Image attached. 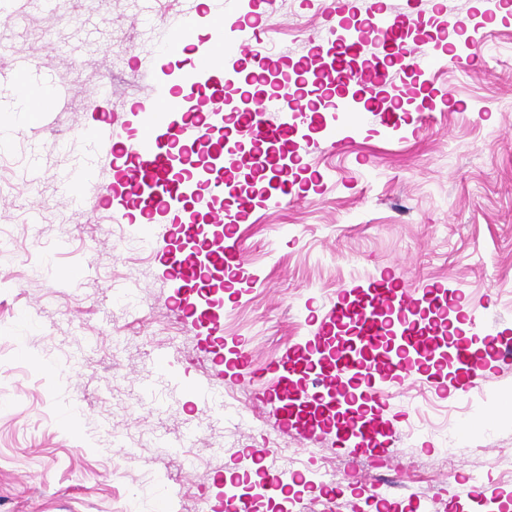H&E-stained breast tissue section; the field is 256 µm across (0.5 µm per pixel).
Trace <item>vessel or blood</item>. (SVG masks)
<instances>
[{"label": "vessel or blood", "instance_id": "1", "mask_svg": "<svg viewBox=\"0 0 512 512\" xmlns=\"http://www.w3.org/2000/svg\"><path fill=\"white\" fill-rule=\"evenodd\" d=\"M347 11V0H329L326 32L313 37L311 59L295 64L302 85L316 90L327 83L361 86L386 80L392 65L423 64V57L406 41L408 28L422 26L421 17H395L381 0H372L353 24L346 20ZM200 24L209 25L215 35L203 49L194 43ZM228 31L234 34L238 54L250 65L253 80L279 87L278 95L255 99L244 109L237 105V87L224 66ZM263 32L254 16H229L223 0H206L183 23L166 30L162 57L191 54V70L168 83L151 85L133 107V117L147 121L146 133L128 142L126 124L109 118L85 133L100 164L109 166L128 157L122 206L145 217L139 227L141 244L157 254L166 276L177 283L181 302L210 295L214 271L231 280L237 276L239 252L222 207L225 165L262 164L278 157L277 175L285 188L304 159L306 141L296 127L307 115L295 98L282 94L288 75L261 51ZM372 41L380 42L385 54L364 59ZM358 56L364 59L362 67H351L350 58ZM191 202L207 210L212 231L194 223L180 224L169 235L155 231L154 220L185 212ZM461 311V297H449L442 286L410 288L395 274L372 275L339 289L321 318L317 336L289 346L263 372L251 370L238 341L226 366L240 383L260 387L264 400L273 406L278 427L291 424L295 404L317 405L326 415L341 419L336 431L339 446L369 439L373 455L381 456L392 436L367 412L369 403L389 396L390 382H421L425 367L439 358L466 376L458 392L467 398L485 379L483 368L473 360L475 346H485L497 361L512 362V352L489 333L441 339L449 314ZM453 493L459 500L498 498L493 485L466 480L456 481Z\"/></svg>", "mask_w": 512, "mask_h": 512}]
</instances>
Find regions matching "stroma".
<instances>
[{"mask_svg": "<svg viewBox=\"0 0 512 512\" xmlns=\"http://www.w3.org/2000/svg\"><path fill=\"white\" fill-rule=\"evenodd\" d=\"M394 15L422 17L428 30L448 19L477 41L468 71L440 63L393 67L371 84L368 110L324 112L307 129L310 144L297 182L298 201L278 204L230 166L227 188L245 186L252 206L235 222L244 281L224 301V336H206L174 319L176 286L155 256L125 251L130 221L100 204L98 189L119 182L98 172L78 198L63 190L71 158L61 150L111 109L120 122L149 89L160 41L145 25L177 24L182 0H8L0 45L32 62L55 90L48 126L31 129L16 92L0 81V132L16 153L39 145L26 171L0 166V512H155L168 482L170 512H203L225 476L248 478L254 460L288 475L330 469L339 512H367L361 482L397 480L392 512H485L482 502L454 509V476L482 475L512 512V364L491 370L471 398L451 391L447 365L430 367L442 391L393 397L376 417L393 427L389 465L339 449L334 433L276 426L252 387L223 374L224 341L240 339L253 367L314 335L338 289L358 276L401 274L409 287L439 283L466 298L470 333L512 339V8L493 0H385ZM230 13L260 14L278 63L311 55L310 39L328 24L324 0H224ZM405 99L407 122L382 123L379 106ZM345 137L344 148L330 146ZM136 296L125 308L120 292ZM136 348L120 358V337ZM181 358L163 413L115 401L131 388L149 395L164 378L161 352ZM223 390L220 426L190 388ZM295 449L292 457L284 449Z\"/></svg>", "mask_w": 512, "mask_h": 512, "instance_id": "stroma-1", "label": "stroma"}]
</instances>
